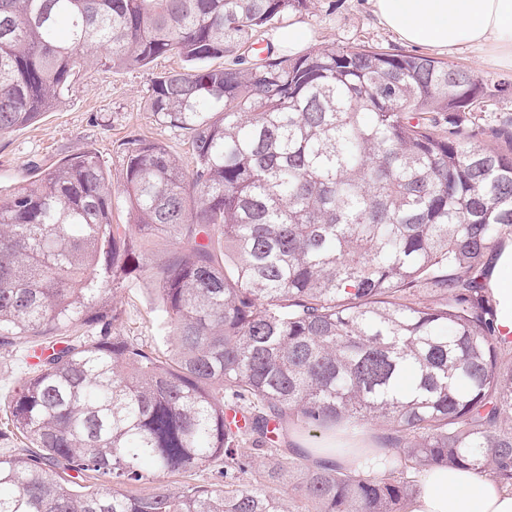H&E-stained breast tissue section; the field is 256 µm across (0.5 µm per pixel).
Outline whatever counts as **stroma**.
Segmentation results:
<instances>
[{
  "mask_svg": "<svg viewBox=\"0 0 512 512\" xmlns=\"http://www.w3.org/2000/svg\"><path fill=\"white\" fill-rule=\"evenodd\" d=\"M287 21L300 29L295 47L299 53L323 44L431 53L430 48L403 42L381 26L368 0H310L308 10L289 15ZM446 61L472 70L487 85L504 81L512 85V66L483 58L468 47L447 55ZM184 66L181 58L168 56L140 69L88 67L55 108L30 125L0 135V192L34 181L37 173L86 148L99 155L112 175H119L123 144L134 137L159 140L178 160L187 161V138L161 127L146 104L153 80ZM462 125L473 132V144L481 146L494 144L493 130L512 132V88L490 97L485 111L463 113ZM116 286L112 302L120 312V335L158 343L157 327L147 318L154 301L149 279L120 280Z\"/></svg>",
  "mask_w": 512,
  "mask_h": 512,
  "instance_id": "stroma-1",
  "label": "stroma"
}]
</instances>
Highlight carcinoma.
I'll list each match as a JSON object with an SVG mask.
<instances>
[{
    "label": "carcinoma",
    "instance_id": "cac0c4a2",
    "mask_svg": "<svg viewBox=\"0 0 512 512\" xmlns=\"http://www.w3.org/2000/svg\"><path fill=\"white\" fill-rule=\"evenodd\" d=\"M308 2L0 0V134L102 59L191 64L149 94L191 165L133 138L116 188L87 151L0 195V347L50 350L4 405L26 443L0 452V512H407L432 466L512 489V341L480 280L512 235V142L468 144L459 113L487 86L428 56L242 67ZM116 193L133 223H112ZM156 238L174 252L153 267ZM135 271L161 347L115 332L112 283ZM287 420L313 443L379 424L382 466L309 465Z\"/></svg>",
    "mask_w": 512,
    "mask_h": 512
}]
</instances>
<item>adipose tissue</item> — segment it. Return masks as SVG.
<instances>
[{"label":"adipose tissue","mask_w":512,"mask_h":512,"mask_svg":"<svg viewBox=\"0 0 512 512\" xmlns=\"http://www.w3.org/2000/svg\"><path fill=\"white\" fill-rule=\"evenodd\" d=\"M401 40L451 53L467 46L512 58V0H369ZM497 321L512 327V241L488 268ZM409 512H512V492L471 470L433 467L418 477Z\"/></svg>","instance_id":"obj_1"}]
</instances>
